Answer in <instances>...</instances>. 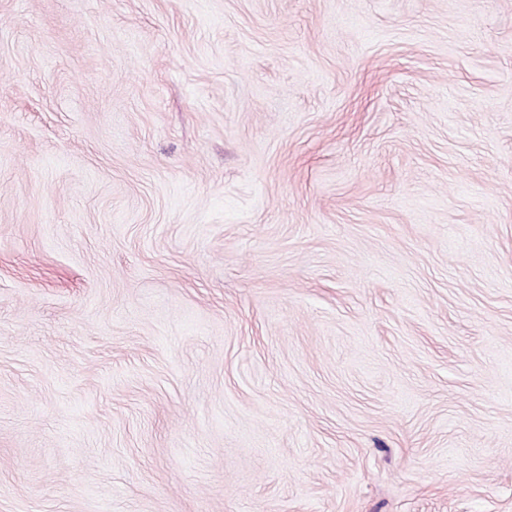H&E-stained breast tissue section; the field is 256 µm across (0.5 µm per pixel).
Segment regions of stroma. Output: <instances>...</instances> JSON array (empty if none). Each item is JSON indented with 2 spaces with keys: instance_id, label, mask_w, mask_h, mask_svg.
Returning <instances> with one entry per match:
<instances>
[{
  "instance_id": "1",
  "label": "stroma",
  "mask_w": 512,
  "mask_h": 512,
  "mask_svg": "<svg viewBox=\"0 0 512 512\" xmlns=\"http://www.w3.org/2000/svg\"><path fill=\"white\" fill-rule=\"evenodd\" d=\"M0 512H512V0H0Z\"/></svg>"
}]
</instances>
